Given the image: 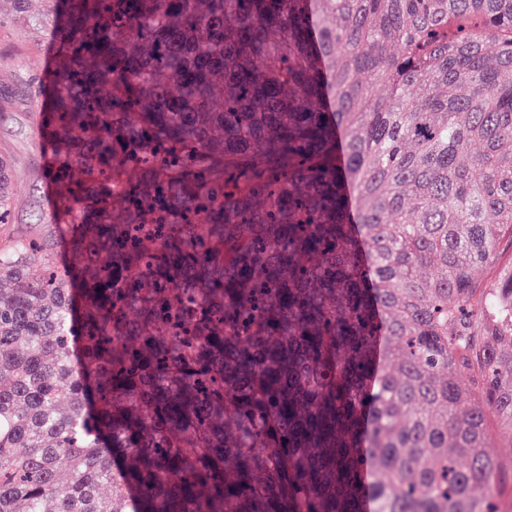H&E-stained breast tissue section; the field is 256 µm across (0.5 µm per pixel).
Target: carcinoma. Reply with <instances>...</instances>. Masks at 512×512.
Wrapping results in <instances>:
<instances>
[{"label": "carcinoma", "mask_w": 512, "mask_h": 512, "mask_svg": "<svg viewBox=\"0 0 512 512\" xmlns=\"http://www.w3.org/2000/svg\"><path fill=\"white\" fill-rule=\"evenodd\" d=\"M46 2L0 512H501L512 0ZM498 259L492 268H488L480 275V282L483 287L490 288L495 281L499 272H507L510 268V260L512 261V245L509 240H503L498 249Z\"/></svg>", "instance_id": "carcinoma-1"}]
</instances>
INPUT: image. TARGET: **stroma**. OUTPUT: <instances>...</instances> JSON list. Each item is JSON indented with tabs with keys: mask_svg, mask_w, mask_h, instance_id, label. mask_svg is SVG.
I'll use <instances>...</instances> for the list:
<instances>
[{
	"mask_svg": "<svg viewBox=\"0 0 512 512\" xmlns=\"http://www.w3.org/2000/svg\"><path fill=\"white\" fill-rule=\"evenodd\" d=\"M47 10L46 0H33L22 16L0 11V157L13 171L11 217L0 226L5 237L51 230L46 185L54 156L39 136L44 106L39 86L50 69L43 62L49 37L38 22Z\"/></svg>",
	"mask_w": 512,
	"mask_h": 512,
	"instance_id": "obj_1",
	"label": "stroma"
}]
</instances>
